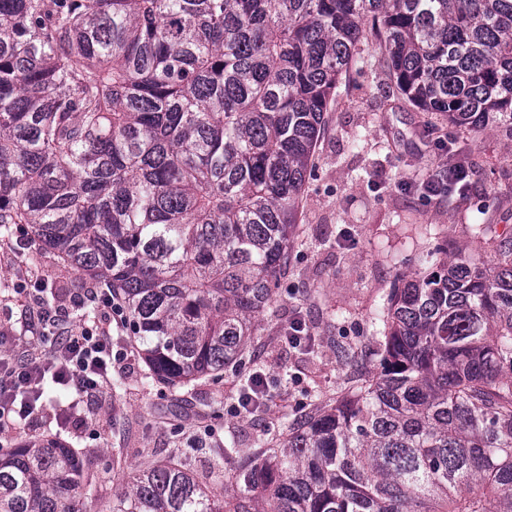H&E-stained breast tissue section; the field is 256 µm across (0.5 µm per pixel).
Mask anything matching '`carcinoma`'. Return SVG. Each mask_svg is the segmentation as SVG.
<instances>
[{
    "mask_svg": "<svg viewBox=\"0 0 512 512\" xmlns=\"http://www.w3.org/2000/svg\"><path fill=\"white\" fill-rule=\"evenodd\" d=\"M374 36L397 92L512 136V0H0V239L112 292L145 378L230 370L288 273L325 113ZM392 289L376 372L242 457L217 497L175 457L111 512H512V238L486 222ZM56 435L0 453V512H88Z\"/></svg>",
    "mask_w": 512,
    "mask_h": 512,
    "instance_id": "cac0c4a2",
    "label": "carcinoma"
}]
</instances>
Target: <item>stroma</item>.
<instances>
[{"mask_svg": "<svg viewBox=\"0 0 512 512\" xmlns=\"http://www.w3.org/2000/svg\"><path fill=\"white\" fill-rule=\"evenodd\" d=\"M381 57L375 38L362 41L326 114L288 274L255 338L257 369L279 380L261 410L238 411L230 371L177 395L146 381L135 346L118 330L112 344L127 352L112 370L118 395L85 400L47 385L38 432L61 434L90 461L92 512H107L117 486L144 461L180 455L207 479L216 464L235 466L220 457L225 442L251 452L294 417L334 402L375 369L373 318L394 282L428 271L439 241L452 252L475 250L468 225L489 218L512 234V139L470 134L408 105L393 94ZM459 161L472 171L466 195L424 198L425 179ZM25 272L49 273V286L69 293L84 279L36 241L20 251L0 248V330L7 348L35 353L37 339L1 313L20 311L14 283ZM341 345L356 347L354 365L339 363Z\"/></svg>", "mask_w": 512, "mask_h": 512, "instance_id": "stroma-1", "label": "stroma"}]
</instances>
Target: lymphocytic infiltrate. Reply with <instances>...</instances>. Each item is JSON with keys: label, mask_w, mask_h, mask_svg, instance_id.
<instances>
[{"label": "lymphocytic infiltrate", "mask_w": 512, "mask_h": 512, "mask_svg": "<svg viewBox=\"0 0 512 512\" xmlns=\"http://www.w3.org/2000/svg\"><path fill=\"white\" fill-rule=\"evenodd\" d=\"M40 280H20L18 294L24 297L31 325L41 344L36 356L0 355V432L13 419L33 413L30 397H41V383L52 376L59 385L89 395L107 390L112 382L113 328L123 327L121 305L105 290L86 288L74 292L68 306H48L42 299ZM95 304L99 316L93 324L75 322L74 308Z\"/></svg>", "instance_id": "obj_1"}]
</instances>
